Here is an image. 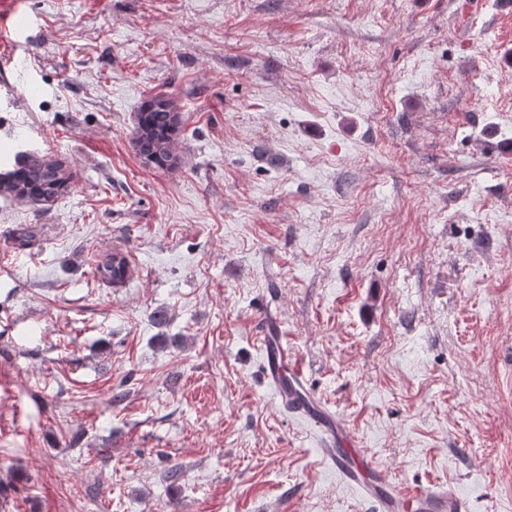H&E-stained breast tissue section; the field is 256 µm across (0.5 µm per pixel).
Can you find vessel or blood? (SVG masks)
Here are the masks:
<instances>
[{"label": "vessel or blood", "mask_w": 512, "mask_h": 512, "mask_svg": "<svg viewBox=\"0 0 512 512\" xmlns=\"http://www.w3.org/2000/svg\"><path fill=\"white\" fill-rule=\"evenodd\" d=\"M262 368L278 405L314 424L343 480L363 498L375 502L378 512H406L411 505L418 512H465V501L455 491L410 490L389 483L383 472L351 442L334 413L309 394L298 362L271 322L267 323L262 338Z\"/></svg>", "instance_id": "1"}]
</instances>
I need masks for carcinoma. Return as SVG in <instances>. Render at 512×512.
Returning a JSON list of instances; mask_svg holds the SVG:
<instances>
[{"mask_svg":"<svg viewBox=\"0 0 512 512\" xmlns=\"http://www.w3.org/2000/svg\"><path fill=\"white\" fill-rule=\"evenodd\" d=\"M177 101L164 94L145 100L136 112L131 130V144L136 153L150 166L167 170L180 161L178 145L182 132ZM71 173L65 164L55 158L33 155L19 168L9 173L4 192L19 200L39 199L53 201L70 187ZM130 273L127 257L115 253L95 264V275L102 282L121 286Z\"/></svg>","mask_w":512,"mask_h":512,"instance_id":"cac0c4a2","label":"carcinoma"}]
</instances>
